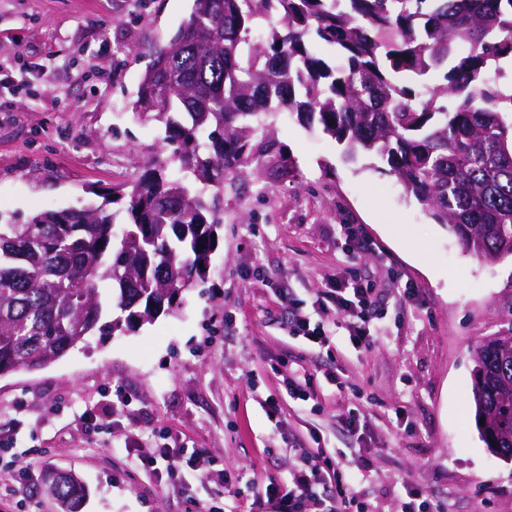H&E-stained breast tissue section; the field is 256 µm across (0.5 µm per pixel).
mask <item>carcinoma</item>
I'll list each match as a JSON object with an SVG mask.
<instances>
[{
	"label": "carcinoma",
	"mask_w": 512,
	"mask_h": 512,
	"mask_svg": "<svg viewBox=\"0 0 512 512\" xmlns=\"http://www.w3.org/2000/svg\"><path fill=\"white\" fill-rule=\"evenodd\" d=\"M149 57L132 110L170 155L113 191L123 231L104 206L0 224V377L152 322L205 282L224 185L294 171L272 132L285 109L383 164L478 261L512 258V93L488 79L512 60V0H193ZM474 362L479 435L512 462V332ZM77 491L72 473L54 488L62 512Z\"/></svg>",
	"instance_id": "carcinoma-1"
}]
</instances>
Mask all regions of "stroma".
<instances>
[{"label":"stroma","mask_w":512,"mask_h":512,"mask_svg":"<svg viewBox=\"0 0 512 512\" xmlns=\"http://www.w3.org/2000/svg\"><path fill=\"white\" fill-rule=\"evenodd\" d=\"M192 0H0V76L36 64V100L0 107V214L111 203L145 163L168 153L130 107L149 62ZM275 137L296 178L272 171L224 189V226L207 282L174 312L85 346L36 372L0 377V425L31 467L0 492V512H60L48 472L76 473L82 512H198L223 478L287 480L304 451L356 447L340 420L363 408L365 456L350 464L370 512H399L409 491L446 512H512V462L482 442L471 406L473 349L512 326V259L467 255L394 177L354 161L317 126L281 114ZM353 224L358 237L340 234ZM376 286L383 330L349 351L289 334V314L333 328L326 280ZM416 302L401 297L405 284ZM338 370L343 388L327 382ZM313 374L308 401L281 377ZM277 413H270L269 401ZM169 431L192 456L170 480L132 462L137 440Z\"/></svg>","instance_id":"35a3bbf8"}]
</instances>
